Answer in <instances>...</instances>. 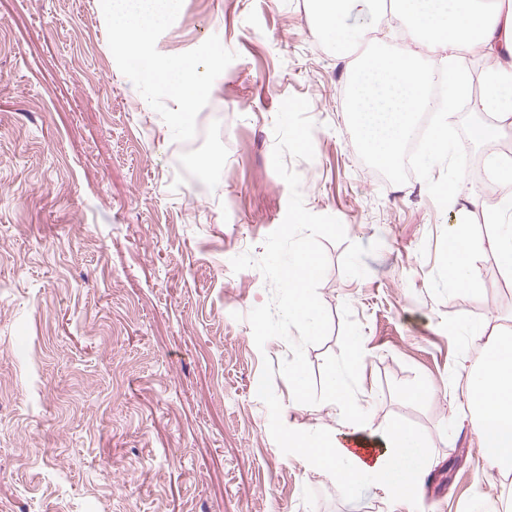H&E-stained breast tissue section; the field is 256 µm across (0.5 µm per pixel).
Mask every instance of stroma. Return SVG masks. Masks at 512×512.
Returning a JSON list of instances; mask_svg holds the SVG:
<instances>
[{
	"instance_id": "obj_1",
	"label": "stroma",
	"mask_w": 512,
	"mask_h": 512,
	"mask_svg": "<svg viewBox=\"0 0 512 512\" xmlns=\"http://www.w3.org/2000/svg\"><path fill=\"white\" fill-rule=\"evenodd\" d=\"M310 0H182L153 43L192 54L207 90L189 180L175 102L128 66L97 0H0V512H470L512 496L490 469L461 389L487 337L512 332V276L490 244L486 151L379 177L345 107L355 60ZM219 57H212L214 42ZM309 102L314 158H287L308 211L338 218L318 296L339 353L350 305L368 353L347 381L371 428L398 420L431 459L396 497L310 469L287 428L343 435L323 403L294 405L282 339L257 348L248 312L272 289L261 257L290 191L272 164L284 99ZM457 177L445 203L440 184ZM477 243L474 291L448 283L449 224ZM480 322L483 335L467 332ZM431 386L413 402L408 391Z\"/></svg>"
}]
</instances>
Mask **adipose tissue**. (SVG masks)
Segmentation results:
<instances>
[{"mask_svg":"<svg viewBox=\"0 0 512 512\" xmlns=\"http://www.w3.org/2000/svg\"><path fill=\"white\" fill-rule=\"evenodd\" d=\"M179 0H101V11L120 35L128 55L142 61L145 77L170 96L193 103L204 92L202 65L195 57L158 60L152 53L156 32L174 13ZM391 6L400 24L413 35L419 48L443 54L444 93L438 108L454 111L466 88V76L455 65L456 54L466 50L493 56L512 48V0H312L315 30L334 50L363 39V28L351 16H370ZM414 51H375L366 56L353 76L347 110L359 141L372 162L393 167L404 144L412 137L415 119L431 103L427 89L430 72L415 68ZM481 111L494 123L474 127V140L487 148L486 163L492 177L512 184V160L495 145L502 125L512 120V67H491L479 99ZM492 246L503 270L512 274V198H506L488 216ZM448 282L470 288L476 280V243L469 224L448 227L444 257ZM362 337L353 336L345 370L332 371L325 382L326 401L346 410L358 429L350 440H360L359 428L367 415L350 390L345 372L364 363ZM462 395L475 414L479 452L486 464L500 473L512 472V338L488 339L480 364L468 373ZM295 453L316 471L346 486L368 481L395 494L416 485L427 466L420 438L404 425L381 426L370 455L349 448L348 440L310 428L288 430Z\"/></svg>","mask_w":512,"mask_h":512,"instance_id":"ef3b65f1","label":"adipose tissue"}]
</instances>
